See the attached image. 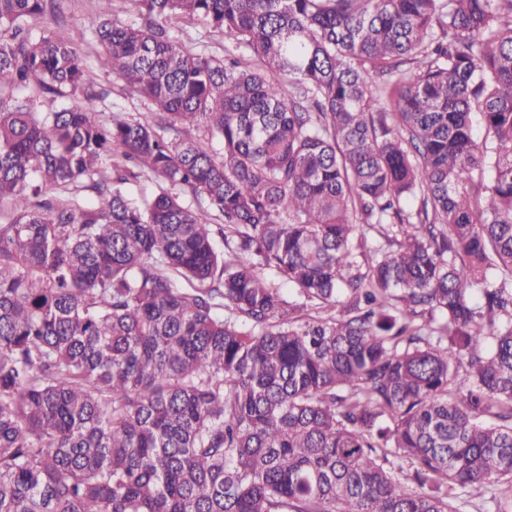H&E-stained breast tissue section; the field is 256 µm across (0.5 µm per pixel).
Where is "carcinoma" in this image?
<instances>
[{
    "label": "carcinoma",
    "instance_id": "cac0c4a2",
    "mask_svg": "<svg viewBox=\"0 0 512 512\" xmlns=\"http://www.w3.org/2000/svg\"><path fill=\"white\" fill-rule=\"evenodd\" d=\"M93 3L157 123L0 0V512H512V0ZM176 35L186 46L200 49L206 45L210 53L220 57H224V46L231 45V41L224 34L210 31L200 23L176 27Z\"/></svg>",
    "mask_w": 512,
    "mask_h": 512
}]
</instances>
